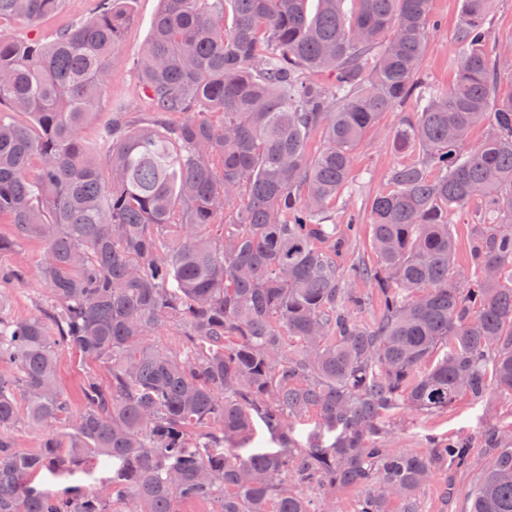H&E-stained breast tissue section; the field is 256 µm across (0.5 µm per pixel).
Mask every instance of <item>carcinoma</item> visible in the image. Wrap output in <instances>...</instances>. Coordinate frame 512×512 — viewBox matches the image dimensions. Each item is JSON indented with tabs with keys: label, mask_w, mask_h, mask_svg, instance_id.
I'll list each match as a JSON object with an SVG mask.
<instances>
[{
	"label": "carcinoma",
	"mask_w": 512,
	"mask_h": 512,
	"mask_svg": "<svg viewBox=\"0 0 512 512\" xmlns=\"http://www.w3.org/2000/svg\"><path fill=\"white\" fill-rule=\"evenodd\" d=\"M62 2L0 0V20ZM133 2L96 0L48 42L0 35V220L40 242L45 286L39 315H0V512H336L349 488L353 512H416L423 486L470 466V444L392 448L379 420L512 396V91L494 0H462L444 92L420 81L432 0H319L311 19L307 0H161L137 62L152 110L112 108L91 148L80 131ZM410 100L393 142L421 163L391 168L347 231L327 223L367 132ZM476 196L464 271L450 216ZM364 221L376 267L338 263ZM363 280L383 300L370 325L355 316ZM168 327L179 345L150 342ZM61 349L107 373L85 376L77 414ZM309 415L298 441L290 422ZM256 419L277 449L246 450ZM18 427L41 434L37 451L16 449ZM482 441L467 512H512V431ZM100 459L101 492L27 483Z\"/></svg>",
	"instance_id": "cac0c4a2"
}]
</instances>
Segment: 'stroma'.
<instances>
[{"instance_id": "1", "label": "stroma", "mask_w": 512, "mask_h": 512, "mask_svg": "<svg viewBox=\"0 0 512 512\" xmlns=\"http://www.w3.org/2000/svg\"><path fill=\"white\" fill-rule=\"evenodd\" d=\"M65 6L58 15L31 25L20 19L0 22V33L13 38L51 40L56 30L87 17L92 0H64ZM462 0H433L432 16L439 26L431 33L424 56L421 78L432 88L444 91L452 84L455 72L449 61L455 53L454 31L461 12ZM160 7L159 0H135L133 20L126 29L115 59L108 95L101 105L100 114H108L111 106L140 115L150 109L149 100L136 78V61L151 33V22ZM412 107L400 112L382 115L376 128L369 131L358 147L351 174L353 195L338 197L329 213L336 222H346L345 209L352 206L364 211L371 199L387 191L389 170L401 163H416L420 157L415 152L398 151L393 143V131L412 116ZM41 246L34 239L15 240L14 245L0 253V268L24 271L23 279L7 285L1 297L5 299L1 313L11 318H28L38 314L44 295V285L37 272ZM59 380L68 395L73 410L82 406V385L85 375L92 370V363L79 359L68 350L57 354ZM386 428L391 429L394 447L408 450L425 448L429 437L441 439L466 438L472 443V464L468 470L449 472L447 477L436 478L424 486L417 496V512H465V495L473 487L484 467L487 455L481 445V434L486 426L493 425L507 430L512 428V400L506 395L492 393L486 399L473 401L461 398L448 409L440 412H413L405 408L394 410L385 418ZM112 477L111 463L99 464L86 470L73 468L66 477L39 474L34 484L39 488L60 491L70 485L106 487Z\"/></svg>"}]
</instances>
